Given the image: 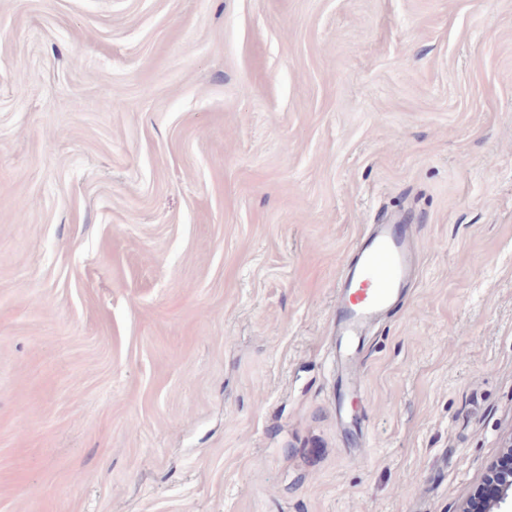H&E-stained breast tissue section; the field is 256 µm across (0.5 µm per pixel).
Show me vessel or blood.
Masks as SVG:
<instances>
[{
    "instance_id": "obj_1",
    "label": "vessel or blood",
    "mask_w": 512,
    "mask_h": 512,
    "mask_svg": "<svg viewBox=\"0 0 512 512\" xmlns=\"http://www.w3.org/2000/svg\"><path fill=\"white\" fill-rule=\"evenodd\" d=\"M411 273L409 239L397 224L365 235L355 263L343 267L336 284V359L350 393L361 390L365 330L392 305Z\"/></svg>"
}]
</instances>
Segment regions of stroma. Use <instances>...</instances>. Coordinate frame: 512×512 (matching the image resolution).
<instances>
[{"label":"stroma","instance_id":"obj_1","mask_svg":"<svg viewBox=\"0 0 512 512\" xmlns=\"http://www.w3.org/2000/svg\"><path fill=\"white\" fill-rule=\"evenodd\" d=\"M511 436L512 0H0V512H458ZM408 224H379L361 240L356 262L343 266L336 284V359L352 394L361 391V340L367 327L399 296L412 273Z\"/></svg>","mask_w":512,"mask_h":512}]
</instances>
